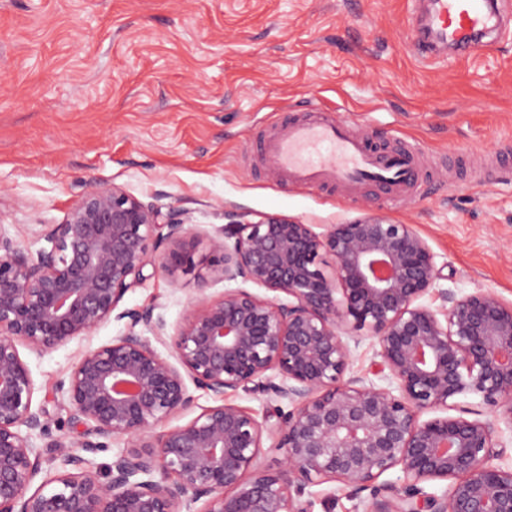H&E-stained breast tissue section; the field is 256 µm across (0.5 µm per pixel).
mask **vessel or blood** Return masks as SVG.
<instances>
[{"instance_id":"obj_1","label":"vessel or blood","mask_w":512,"mask_h":512,"mask_svg":"<svg viewBox=\"0 0 512 512\" xmlns=\"http://www.w3.org/2000/svg\"><path fill=\"white\" fill-rule=\"evenodd\" d=\"M429 3L415 39L424 57L433 56L440 45L451 46L460 56H471L505 23L492 0ZM251 148L289 183L322 190L334 187L350 193L372 182L382 193L401 198L430 176L417 144L375 149L368 135L355 132L353 122L317 104L310 107L307 119L288 122L282 132L252 142Z\"/></svg>"}]
</instances>
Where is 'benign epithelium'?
I'll return each instance as SVG.
<instances>
[{"mask_svg": "<svg viewBox=\"0 0 512 512\" xmlns=\"http://www.w3.org/2000/svg\"><path fill=\"white\" fill-rule=\"evenodd\" d=\"M160 216L90 180L63 223L42 225L36 254L0 232V512H311L305 487L330 481L369 492L362 512H512V468L492 464L507 454L499 423L512 428V301L477 290L424 302L442 269L410 224L364 216L317 233L269 215L216 230L199 257L190 225ZM154 257L173 281L195 282L171 334L154 305L118 310ZM211 277L237 287L215 298ZM113 318L125 331L82 351L55 385L87 429L50 440L46 457L31 439L49 421L19 347L43 354ZM354 331L378 346L395 390L348 375ZM193 388L292 409L272 422L223 402L170 425ZM467 394L496 418L420 419ZM266 439L283 451L277 469L259 464ZM109 441L123 449L103 480L75 449ZM396 468L403 485L378 483ZM428 481L448 492L424 494Z\"/></svg>", "mask_w": 512, "mask_h": 512, "instance_id": "obj_1", "label": "benign epithelium"}]
</instances>
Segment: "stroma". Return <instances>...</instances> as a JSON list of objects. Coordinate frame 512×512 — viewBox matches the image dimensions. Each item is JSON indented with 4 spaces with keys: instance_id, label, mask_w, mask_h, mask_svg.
<instances>
[{
    "instance_id": "1",
    "label": "stroma",
    "mask_w": 512,
    "mask_h": 512,
    "mask_svg": "<svg viewBox=\"0 0 512 512\" xmlns=\"http://www.w3.org/2000/svg\"><path fill=\"white\" fill-rule=\"evenodd\" d=\"M421 0H0V232L28 252L62 223L86 180L183 211L199 235L279 215L325 231L364 215L413 225L436 291L512 300V173L448 171L512 144V35L469 58L422 60ZM358 131L418 144L436 172L412 199L348 195L262 169L251 140L312 104ZM121 308L156 305L178 325L194 282L149 263ZM112 320L39 355L23 351L52 436L79 429L53 385L80 351L123 332ZM311 512H361L338 482L308 485Z\"/></svg>"
}]
</instances>
